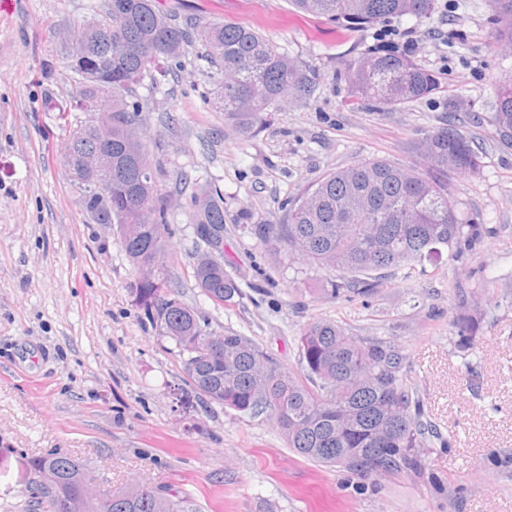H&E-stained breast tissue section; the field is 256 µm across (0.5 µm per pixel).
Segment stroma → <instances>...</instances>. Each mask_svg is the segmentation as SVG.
I'll use <instances>...</instances> for the list:
<instances>
[{
  "label": "stroma",
  "instance_id": "stroma-1",
  "mask_svg": "<svg viewBox=\"0 0 512 512\" xmlns=\"http://www.w3.org/2000/svg\"><path fill=\"white\" fill-rule=\"evenodd\" d=\"M97 2L0 0V512H33L30 462L52 452L97 471V494L140 479L190 495L200 512H512V146L500 142L492 107L512 50L495 42L486 0H439L430 21L355 31L290 0H180L183 14L255 26L317 74L308 104L268 113L248 139L211 103V71L196 49L137 88L171 201L168 279L186 304L295 372L300 332L317 319L390 338L406 354L437 437L421 473L370 478L299 457L272 420L199 400L173 342L138 307L116 231L90 219L63 165L83 115H60L70 85L40 72L59 28ZM381 44L433 71L442 93L396 108L347 105L341 58ZM449 121L473 138L481 163L449 175L448 191L462 223L493 229L461 260L334 299L324 289L335 272L265 254L253 225L281 223L304 188L365 158L412 164L417 134ZM207 183L224 196V266L243 292L232 306L215 304L193 277L189 204ZM452 281L478 295L480 326L465 353L451 326Z\"/></svg>",
  "mask_w": 512,
  "mask_h": 512
}]
</instances>
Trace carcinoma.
<instances>
[{"instance_id":"cac0c4a2","label":"carcinoma","mask_w":512,"mask_h":512,"mask_svg":"<svg viewBox=\"0 0 512 512\" xmlns=\"http://www.w3.org/2000/svg\"><path fill=\"white\" fill-rule=\"evenodd\" d=\"M304 13L330 17L347 30L392 18L423 23L439 10L438 0H291ZM498 44L512 47V0H487ZM96 25L70 24L56 48L70 83L60 112H82L63 162L79 189L84 209L97 224H131L138 236L120 243L138 274L136 300L157 331L172 335L184 373L208 403L251 419L276 422L294 452L320 465H336L361 477L372 469L387 474L422 468L429 445L422 404L405 371V355L381 336H355L333 320L308 323L299 340L302 374L285 369L254 339L229 328L212 348L211 324L168 288L165 270L149 268V257L167 256L171 234L167 201L158 194L143 112L136 86L153 66H180L185 48L197 45L214 69L213 104L243 137L252 136L264 112L304 104L318 85L315 73L279 50L255 29L183 17L158 0H100ZM112 59V72L90 73L72 63L77 51ZM341 78L349 104L372 101L397 106L441 92L435 73L407 54L379 45L343 60ZM498 136L512 143V87L495 84ZM112 139V214L97 209L93 192L94 152ZM471 137L453 126L418 134L414 152L422 164L398 166L368 158L331 171L305 190L281 224H256L252 231L264 251L288 259L296 253L334 271L333 298L366 297L400 269L409 279L424 262L448 254L459 261L491 233L482 224H462L448 192V174L480 167ZM192 220L208 224L215 244L224 240V198L206 184L193 196ZM194 277L220 303L242 296L224 264L199 262ZM456 289L459 306L451 320L457 348L473 344L479 321L469 296ZM36 476L54 474L58 487L78 492L88 469L62 453L31 461ZM112 512H199L194 499L165 487L133 484L112 492Z\"/></svg>"}]
</instances>
